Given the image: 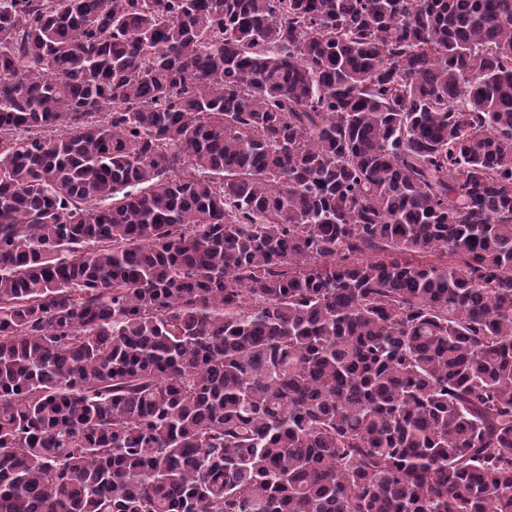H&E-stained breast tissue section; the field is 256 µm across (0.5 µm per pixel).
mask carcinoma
I'll use <instances>...</instances> for the list:
<instances>
[{
  "instance_id": "1",
  "label": "carcinoma",
  "mask_w": 512,
  "mask_h": 512,
  "mask_svg": "<svg viewBox=\"0 0 512 512\" xmlns=\"http://www.w3.org/2000/svg\"><path fill=\"white\" fill-rule=\"evenodd\" d=\"M0 512H512V0H0Z\"/></svg>"
}]
</instances>
